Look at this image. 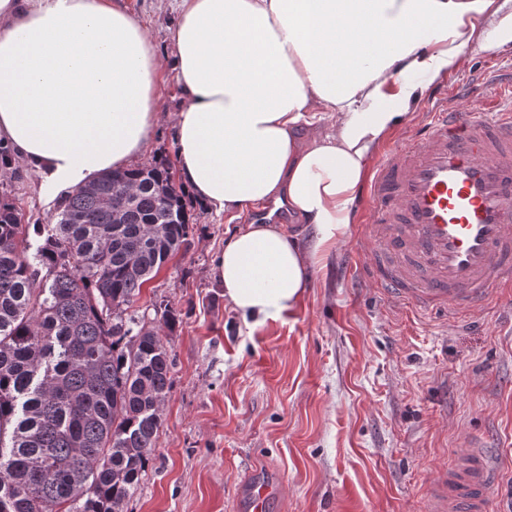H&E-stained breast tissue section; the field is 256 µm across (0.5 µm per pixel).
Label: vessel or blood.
Returning a JSON list of instances; mask_svg holds the SVG:
<instances>
[{"label":"vessel or blood","instance_id":"obj_1","mask_svg":"<svg viewBox=\"0 0 512 512\" xmlns=\"http://www.w3.org/2000/svg\"><path fill=\"white\" fill-rule=\"evenodd\" d=\"M428 109L393 141L362 193L353 272L383 299L464 320L512 288V103ZM496 469L482 451L430 491L431 512H485Z\"/></svg>","mask_w":512,"mask_h":512}]
</instances>
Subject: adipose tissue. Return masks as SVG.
Returning <instances> with one entry per match:
<instances>
[{
  "mask_svg": "<svg viewBox=\"0 0 512 512\" xmlns=\"http://www.w3.org/2000/svg\"><path fill=\"white\" fill-rule=\"evenodd\" d=\"M178 173L239 220L287 201L309 244L241 224L216 278L244 321L292 310L358 217L423 82L512 51V0H179ZM156 48L124 0H0V141L53 186L121 170L159 120Z\"/></svg>",
  "mask_w": 512,
  "mask_h": 512,
  "instance_id": "1",
  "label": "adipose tissue"
}]
</instances>
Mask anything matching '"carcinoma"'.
Wrapping results in <instances>:
<instances>
[{
    "label": "carcinoma",
    "instance_id": "1",
    "mask_svg": "<svg viewBox=\"0 0 512 512\" xmlns=\"http://www.w3.org/2000/svg\"><path fill=\"white\" fill-rule=\"evenodd\" d=\"M33 258L0 196V512H122L152 460L171 390L162 326L129 312L187 244L168 161L67 192Z\"/></svg>",
    "mask_w": 512,
    "mask_h": 512
}]
</instances>
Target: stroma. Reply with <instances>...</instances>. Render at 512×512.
Here are the masks:
<instances>
[{
    "label": "stroma",
    "mask_w": 512,
    "mask_h": 512,
    "mask_svg": "<svg viewBox=\"0 0 512 512\" xmlns=\"http://www.w3.org/2000/svg\"><path fill=\"white\" fill-rule=\"evenodd\" d=\"M156 48L162 112L132 160L176 159L182 94L168 32L171 0H127ZM23 223H53L56 200L15 158L0 177ZM185 248L132 304L173 357L156 455L124 512H236L253 481L272 482L268 512H429L428 489L472 443L497 457L487 512H512V301L492 298L471 325L380 302L355 277V233L331 250L294 311L246 325L224 299L215 256L234 232L188 198Z\"/></svg>",
    "instance_id": "stroma-1"
}]
</instances>
